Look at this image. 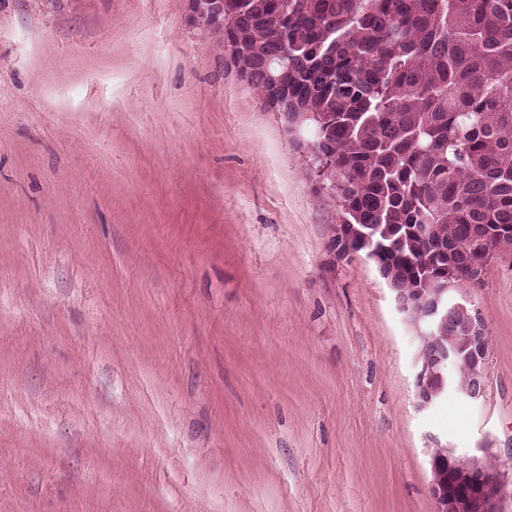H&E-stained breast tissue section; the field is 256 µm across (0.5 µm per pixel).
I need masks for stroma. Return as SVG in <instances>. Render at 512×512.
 Wrapping results in <instances>:
<instances>
[{"label":"stroma","mask_w":512,"mask_h":512,"mask_svg":"<svg viewBox=\"0 0 512 512\" xmlns=\"http://www.w3.org/2000/svg\"><path fill=\"white\" fill-rule=\"evenodd\" d=\"M312 153L184 0H0V512H433L432 448L512 512V265L484 398L417 408Z\"/></svg>","instance_id":"1"}]
</instances>
